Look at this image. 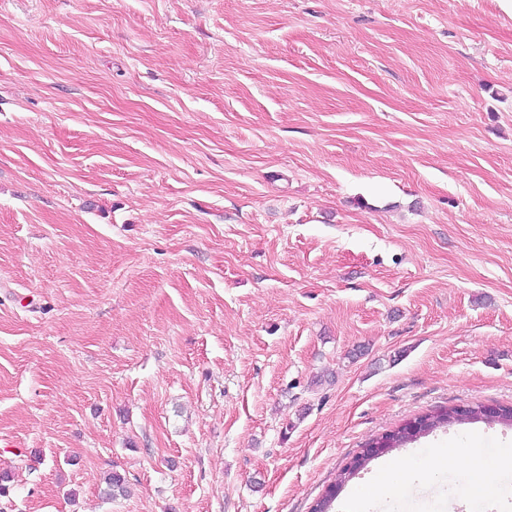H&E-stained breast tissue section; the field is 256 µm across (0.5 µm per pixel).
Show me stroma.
Returning <instances> with one entry per match:
<instances>
[{"instance_id":"stroma-1","label":"stroma","mask_w":512,"mask_h":512,"mask_svg":"<svg viewBox=\"0 0 512 512\" xmlns=\"http://www.w3.org/2000/svg\"><path fill=\"white\" fill-rule=\"evenodd\" d=\"M478 404L512 405L505 0H0V512H311ZM467 436L512 443L405 450ZM448 410L449 409H443L437 412L430 413L436 415L421 416L419 419L420 421L425 423V426L423 427V429H421V433L418 436H414V433L412 434L408 432V424L398 429L397 431L388 434L387 436H385V438L390 439L392 443L387 444V448H373V445L378 442L379 438L373 439L366 445L365 448H363L362 452L359 454L362 455L360 460L358 461V456H356L352 458V460L346 465V467L350 468V470L353 469V471L356 472L361 468V466H357L358 462L363 461V458L365 456H376L386 452L391 448H398L408 443L409 441H413L416 438L420 437L421 435L427 434L430 431H433L434 429H437L439 427L449 426L454 423H466L458 419H454L451 415L453 409L450 411ZM346 467L343 470H341L340 473L337 475L336 479L338 480V483L340 485H345L354 477V473L352 471H349Z\"/></svg>"}]
</instances>
